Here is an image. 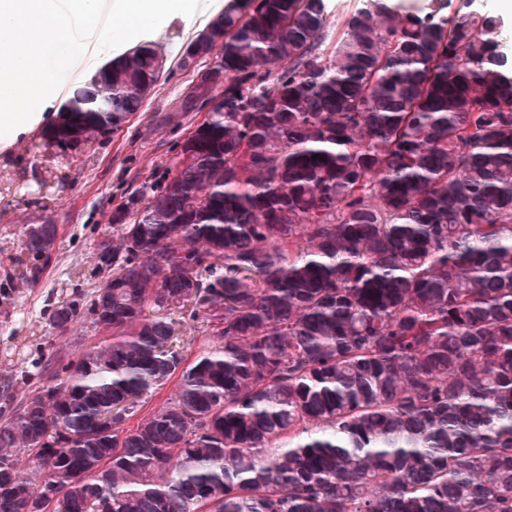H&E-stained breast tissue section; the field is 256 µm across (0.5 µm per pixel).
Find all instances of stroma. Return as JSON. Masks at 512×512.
Masks as SVG:
<instances>
[{"label": "stroma", "mask_w": 512, "mask_h": 512, "mask_svg": "<svg viewBox=\"0 0 512 512\" xmlns=\"http://www.w3.org/2000/svg\"><path fill=\"white\" fill-rule=\"evenodd\" d=\"M195 38L183 17L171 19L156 43L165 57L159 80L143 107L106 139L84 146L79 154L55 153L45 159L31 149L43 143L42 130L0 145V175L12 189L0 186V281L27 262L25 225L53 216L59 235L35 285L20 286L11 301L0 302V383L25 386L21 367L37 371L56 346L57 332L49 306L73 299L76 291L98 285L95 244L110 231L112 212L135 189L151 182L171 164L184 135L202 118L179 111L178 105L198 77L178 66L184 44ZM55 171L62 189L36 194L31 180L35 165Z\"/></svg>", "instance_id": "stroma-1"}]
</instances>
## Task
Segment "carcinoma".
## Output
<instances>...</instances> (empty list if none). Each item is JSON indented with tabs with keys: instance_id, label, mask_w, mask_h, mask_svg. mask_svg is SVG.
Returning a JSON list of instances; mask_svg holds the SVG:
<instances>
[{
	"instance_id": "cac0c4a2",
	"label": "carcinoma",
	"mask_w": 512,
	"mask_h": 512,
	"mask_svg": "<svg viewBox=\"0 0 512 512\" xmlns=\"http://www.w3.org/2000/svg\"><path fill=\"white\" fill-rule=\"evenodd\" d=\"M450 4L360 0L331 48L326 0L211 20L209 122L112 214V281L51 308L112 335L0 406V512H512V52ZM156 60L100 69L47 138L120 127ZM58 233L26 225L1 301ZM184 310L212 338L190 361Z\"/></svg>"
}]
</instances>
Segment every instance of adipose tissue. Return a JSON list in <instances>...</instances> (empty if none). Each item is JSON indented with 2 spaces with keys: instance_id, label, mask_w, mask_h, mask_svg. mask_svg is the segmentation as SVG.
<instances>
[{
  "instance_id": "adipose-tissue-1",
  "label": "adipose tissue",
  "mask_w": 512,
  "mask_h": 512,
  "mask_svg": "<svg viewBox=\"0 0 512 512\" xmlns=\"http://www.w3.org/2000/svg\"><path fill=\"white\" fill-rule=\"evenodd\" d=\"M224 0H0V133L19 138L55 108L62 79L84 77L91 61L109 62L125 46L113 42L103 14L135 39L152 41L175 15L205 18ZM40 102L33 111L32 102Z\"/></svg>"
}]
</instances>
